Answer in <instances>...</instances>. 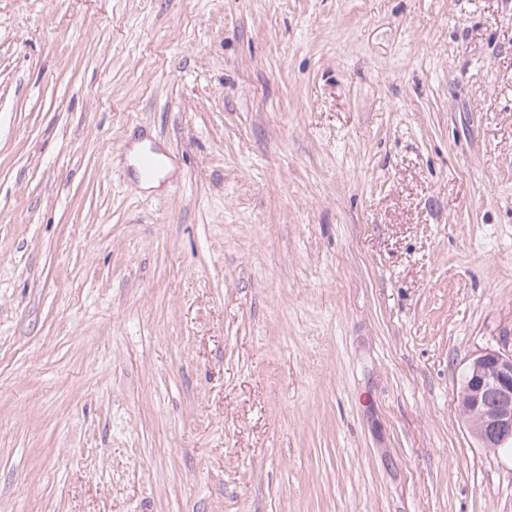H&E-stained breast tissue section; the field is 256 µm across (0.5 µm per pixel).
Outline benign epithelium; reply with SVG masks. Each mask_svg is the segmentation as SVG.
Segmentation results:
<instances>
[{"label": "benign epithelium", "mask_w": 512, "mask_h": 512, "mask_svg": "<svg viewBox=\"0 0 512 512\" xmlns=\"http://www.w3.org/2000/svg\"><path fill=\"white\" fill-rule=\"evenodd\" d=\"M461 400L480 411L479 439L486 448L512 445V352L485 350L465 366Z\"/></svg>", "instance_id": "7a95c632"}]
</instances>
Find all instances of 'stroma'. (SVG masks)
<instances>
[{
  "mask_svg": "<svg viewBox=\"0 0 512 512\" xmlns=\"http://www.w3.org/2000/svg\"><path fill=\"white\" fill-rule=\"evenodd\" d=\"M487 349L512 0H0V512H512ZM465 391L459 406L462 414L474 429L480 423V441L484 447L510 451L512 443V351L503 353L485 350L472 355L465 366Z\"/></svg>",
  "mask_w": 512,
  "mask_h": 512,
  "instance_id": "35a3bbf8",
  "label": "stroma"
}]
</instances>
